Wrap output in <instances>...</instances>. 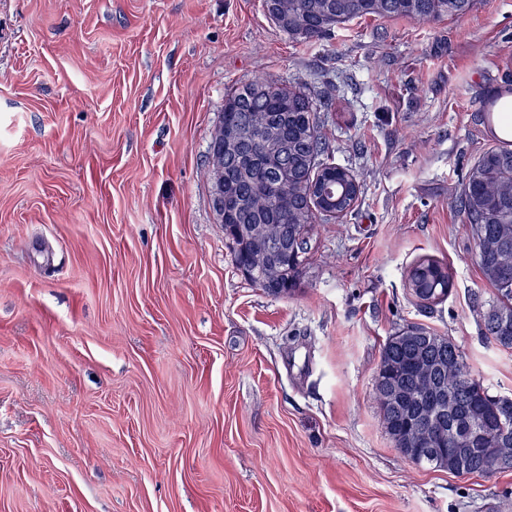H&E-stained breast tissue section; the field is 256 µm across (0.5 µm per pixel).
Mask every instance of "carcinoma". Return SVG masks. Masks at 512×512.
Instances as JSON below:
<instances>
[{"instance_id":"cac0c4a2","label":"carcinoma","mask_w":512,"mask_h":512,"mask_svg":"<svg viewBox=\"0 0 512 512\" xmlns=\"http://www.w3.org/2000/svg\"><path fill=\"white\" fill-rule=\"evenodd\" d=\"M289 6L309 19L318 38L326 34L321 26L327 23L336 27L368 16H404L425 22L432 12L442 20L473 9L469 0H290ZM329 108V102L315 103L301 88L269 78L241 83L224 95L226 121L248 124L275 119L289 129L314 130L311 138L297 140L295 152L276 165L255 167L253 178L267 192L269 212L260 216L224 214V223L248 229L254 236L271 242L276 255L283 247L299 251L288 256V270L279 276L272 272V266L255 263L251 254L240 247L241 241L229 245L237 269L248 268L247 280L272 296H284L295 289L304 255L309 251L308 237L302 232L309 231L317 214L300 185L312 175L320 180L343 176V167L329 161V144L318 129V113ZM284 169L294 176V187L286 200L277 192L279 173ZM510 175L512 148L488 150L469 171L459 195L475 246L483 250L478 265L494 289L493 299L480 312L484 334L507 350L512 349V287H508L512 284ZM450 283L448 269L433 261L417 264L410 274L412 294L421 302L444 299ZM438 391L448 393L450 409L427 419L423 411L431 395ZM374 395L386 433L411 463L444 469L455 476H486L496 471L494 462L487 457L471 456L459 465L451 460L445 462L441 456L403 449V439L409 434L424 446L439 443L457 448L469 422L477 420L492 423L497 431L512 433V402L490 394L472 376L452 338L419 325L388 337L376 371Z\"/></svg>"}]
</instances>
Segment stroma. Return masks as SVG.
Listing matches in <instances>:
<instances>
[{
  "mask_svg": "<svg viewBox=\"0 0 512 512\" xmlns=\"http://www.w3.org/2000/svg\"><path fill=\"white\" fill-rule=\"evenodd\" d=\"M263 0H0V512H512V470L406 460L382 347L451 337L512 398V350L456 208L512 90V0L292 39ZM332 100L352 210L313 225L292 294L237 270L204 177L231 87ZM451 273L420 306L410 270Z\"/></svg>",
  "mask_w": 512,
  "mask_h": 512,
  "instance_id": "35a3bbf8",
  "label": "stroma"
}]
</instances>
